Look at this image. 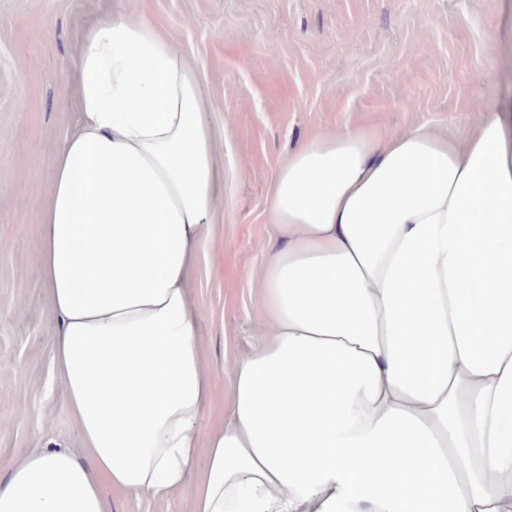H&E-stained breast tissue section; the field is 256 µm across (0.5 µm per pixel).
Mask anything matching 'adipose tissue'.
Masks as SVG:
<instances>
[{"mask_svg":"<svg viewBox=\"0 0 512 512\" xmlns=\"http://www.w3.org/2000/svg\"><path fill=\"white\" fill-rule=\"evenodd\" d=\"M37 264L83 455L0 475V512H512V105L464 138L357 125L301 140L267 217L259 339L224 422L193 297L221 167L191 62L144 16L89 27ZM103 493L108 512H190L191 489L188 488L164 499L128 494L109 486H104Z\"/></svg>","mask_w":512,"mask_h":512,"instance_id":"1","label":"adipose tissue"}]
</instances>
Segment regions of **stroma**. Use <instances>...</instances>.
Returning a JSON list of instances; mask_svg holds the SVG:
<instances>
[{
  "mask_svg": "<svg viewBox=\"0 0 512 512\" xmlns=\"http://www.w3.org/2000/svg\"><path fill=\"white\" fill-rule=\"evenodd\" d=\"M141 13L196 70L224 179L198 251L193 295L212 400L224 419L232 364L256 341L257 274L276 246L270 187L311 132L426 124L467 133L474 108L506 97L512 0H0V470L37 448L81 453L54 364L57 319L36 253L55 152L80 124L75 88L84 34ZM107 512H190L104 488Z\"/></svg>",
  "mask_w": 512,
  "mask_h": 512,
  "instance_id": "stroma-1",
  "label": "stroma"
}]
</instances>
